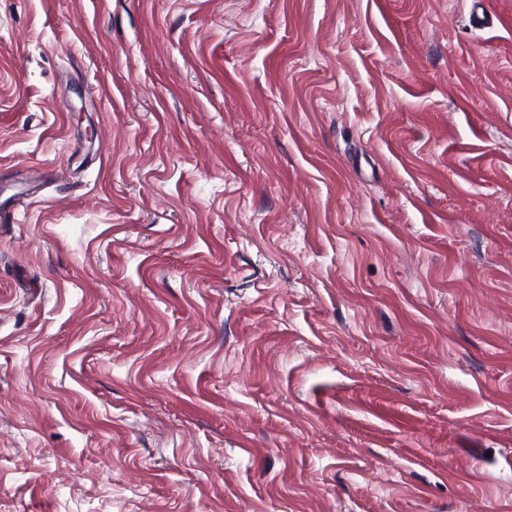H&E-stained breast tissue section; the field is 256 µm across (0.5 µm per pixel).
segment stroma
Masks as SVG:
<instances>
[{"label": "stroma", "mask_w": 512, "mask_h": 512, "mask_svg": "<svg viewBox=\"0 0 512 512\" xmlns=\"http://www.w3.org/2000/svg\"><path fill=\"white\" fill-rule=\"evenodd\" d=\"M0 0V512H512V0Z\"/></svg>", "instance_id": "35a3bbf8"}]
</instances>
